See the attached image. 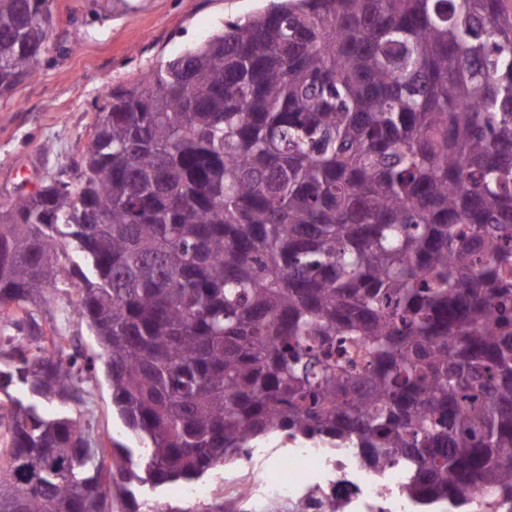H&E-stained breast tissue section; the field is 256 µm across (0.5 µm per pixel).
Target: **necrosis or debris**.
I'll use <instances>...</instances> for the list:
<instances>
[{
  "instance_id": "1",
  "label": "necrosis or debris",
  "mask_w": 512,
  "mask_h": 512,
  "mask_svg": "<svg viewBox=\"0 0 512 512\" xmlns=\"http://www.w3.org/2000/svg\"><path fill=\"white\" fill-rule=\"evenodd\" d=\"M279 471L264 483L272 512H310L309 501L321 498L334 500L337 512H416L402 494L404 470L375 471L353 448L296 440Z\"/></svg>"
}]
</instances>
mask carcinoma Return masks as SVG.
Masks as SVG:
<instances>
[{
  "instance_id": "carcinoma-1",
  "label": "carcinoma",
  "mask_w": 512,
  "mask_h": 512,
  "mask_svg": "<svg viewBox=\"0 0 512 512\" xmlns=\"http://www.w3.org/2000/svg\"><path fill=\"white\" fill-rule=\"evenodd\" d=\"M49 3L0 0V95ZM63 272L136 463L45 410L95 370L37 314ZM0 357V512H137L98 484L272 434L403 468L422 512H512V0H278L113 88L77 183L0 212Z\"/></svg>"
}]
</instances>
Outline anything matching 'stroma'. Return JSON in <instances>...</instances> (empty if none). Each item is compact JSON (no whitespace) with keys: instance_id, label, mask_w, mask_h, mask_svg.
<instances>
[{"instance_id":"1","label":"stroma","mask_w":512,"mask_h":512,"mask_svg":"<svg viewBox=\"0 0 512 512\" xmlns=\"http://www.w3.org/2000/svg\"><path fill=\"white\" fill-rule=\"evenodd\" d=\"M269 0H51L48 50L40 66L11 93L0 95V211L18 195L55 178L73 179L91 145L94 123L112 88L157 69L172 56L267 6ZM76 288L55 293L71 349L101 350L75 308ZM89 401L69 409L96 434L127 447L135 441L112 409L103 367L85 383ZM279 448L257 447L251 458L211 471L201 480L214 500L236 498L245 512H269L247 489L257 475L275 472ZM232 485H225V478Z\"/></svg>"}]
</instances>
